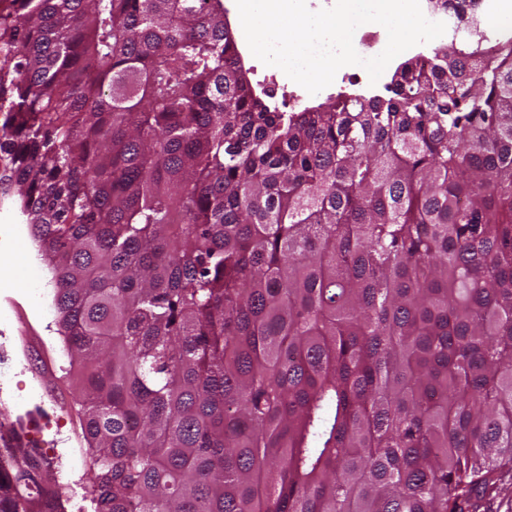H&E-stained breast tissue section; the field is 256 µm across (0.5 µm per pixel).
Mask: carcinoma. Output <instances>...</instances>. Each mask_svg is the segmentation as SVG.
<instances>
[{
	"mask_svg": "<svg viewBox=\"0 0 512 512\" xmlns=\"http://www.w3.org/2000/svg\"><path fill=\"white\" fill-rule=\"evenodd\" d=\"M224 0H0V200L86 512H480L512 471V41L286 112ZM0 512L53 459L0 434Z\"/></svg>",
	"mask_w": 512,
	"mask_h": 512,
	"instance_id": "cac0c4a2",
	"label": "carcinoma"
}]
</instances>
